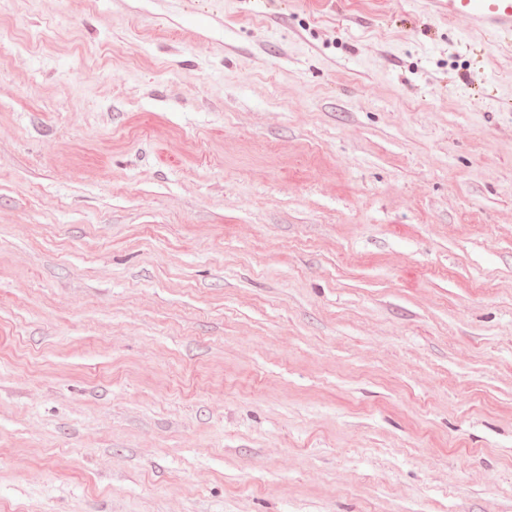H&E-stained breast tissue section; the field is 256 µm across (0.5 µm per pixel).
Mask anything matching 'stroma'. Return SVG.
Wrapping results in <instances>:
<instances>
[{
	"instance_id": "1",
	"label": "stroma",
	"mask_w": 512,
	"mask_h": 512,
	"mask_svg": "<svg viewBox=\"0 0 512 512\" xmlns=\"http://www.w3.org/2000/svg\"><path fill=\"white\" fill-rule=\"evenodd\" d=\"M0 512H512V53L0 0Z\"/></svg>"
}]
</instances>
